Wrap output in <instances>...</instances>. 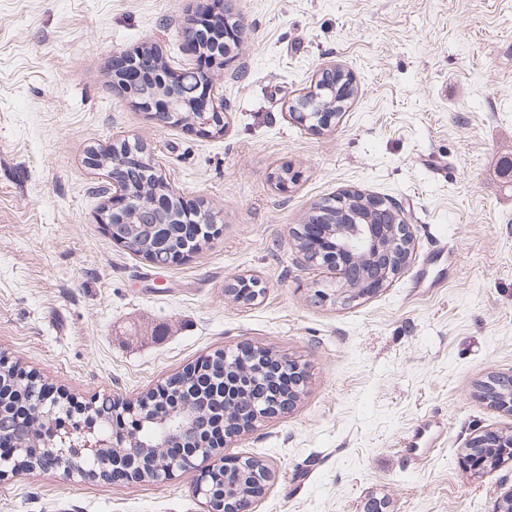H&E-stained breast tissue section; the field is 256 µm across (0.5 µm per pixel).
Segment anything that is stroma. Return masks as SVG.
<instances>
[{
    "instance_id": "1",
    "label": "stroma",
    "mask_w": 512,
    "mask_h": 512,
    "mask_svg": "<svg viewBox=\"0 0 512 512\" xmlns=\"http://www.w3.org/2000/svg\"><path fill=\"white\" fill-rule=\"evenodd\" d=\"M199 3L0 0V356L87 402L261 348L305 380L291 410L224 447L274 472L250 512H492L512 462L476 478L462 454L512 425L477 396L512 375V0H227L244 34L215 137L151 121L112 85L113 58L144 44L195 66ZM336 65L357 95L318 134L289 109ZM123 139L208 214L185 261L155 267L99 224L107 176L85 150ZM348 190L396 202L415 241L351 302L333 268L295 263L293 234ZM239 277L259 282L254 303L225 296ZM193 485L32 470L0 481V512H206Z\"/></svg>"
}]
</instances>
